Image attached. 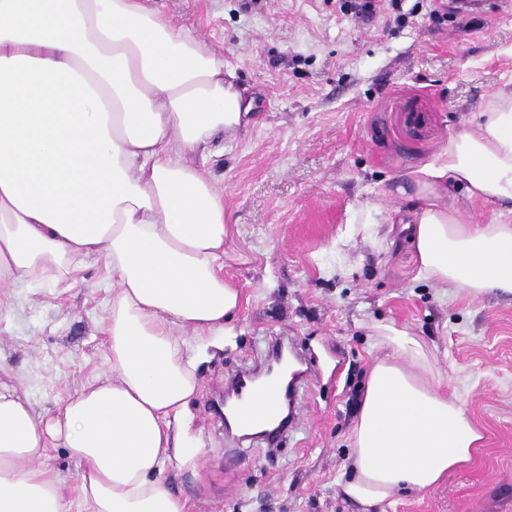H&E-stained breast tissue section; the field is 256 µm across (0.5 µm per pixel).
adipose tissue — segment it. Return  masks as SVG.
Masks as SVG:
<instances>
[{"instance_id": "1", "label": "adipose tissue", "mask_w": 512, "mask_h": 512, "mask_svg": "<svg viewBox=\"0 0 512 512\" xmlns=\"http://www.w3.org/2000/svg\"><path fill=\"white\" fill-rule=\"evenodd\" d=\"M248 111L223 52L143 0H0V288L64 283L99 258L117 279L110 379L49 417L0 380V512H70L61 477L40 465L58 445L87 512H188L161 478L197 391L188 341L230 333L241 305L224 277V191L194 158ZM408 180L421 276L512 296V91ZM454 189L497 217L470 223L445 203ZM370 330L382 352L338 481L357 512L438 486L482 440L422 337L391 321Z\"/></svg>"}]
</instances>
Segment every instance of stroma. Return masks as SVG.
<instances>
[{"label": "stroma", "mask_w": 512, "mask_h": 512, "mask_svg": "<svg viewBox=\"0 0 512 512\" xmlns=\"http://www.w3.org/2000/svg\"><path fill=\"white\" fill-rule=\"evenodd\" d=\"M344 0H146L223 50L250 104L235 137L195 164L224 190V275L242 293L230 336L194 338L198 393L180 426L193 447L163 476L190 512H352L337 478L375 354L366 323L388 319L436 347L448 391L483 435L438 487L393 494L384 512H512V301L474 300L419 275L399 178L431 162L499 90H512V6L401 0L371 17ZM111 272L12 289L0 365L36 412L55 414L107 377ZM290 348L300 377L278 443L226 429L212 409L239 373ZM70 512L78 465L49 449Z\"/></svg>", "instance_id": "stroma-1"}]
</instances>
